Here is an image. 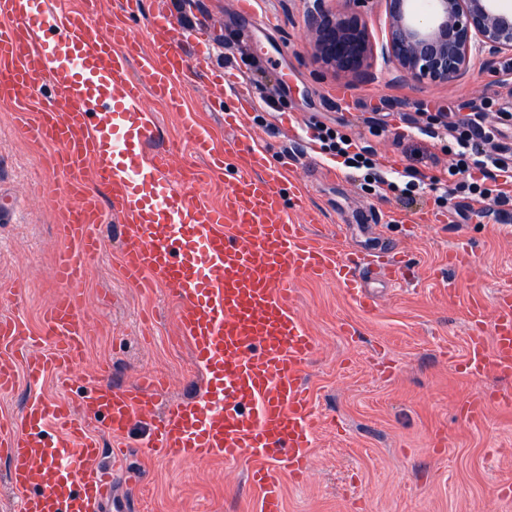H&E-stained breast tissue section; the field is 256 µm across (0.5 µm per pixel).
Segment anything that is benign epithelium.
<instances>
[{
	"label": "benign epithelium",
	"instance_id": "1",
	"mask_svg": "<svg viewBox=\"0 0 512 512\" xmlns=\"http://www.w3.org/2000/svg\"><path fill=\"white\" fill-rule=\"evenodd\" d=\"M386 53L396 71L419 82L446 84L471 67L473 49L512 55V11L499 0H385ZM307 25L312 54L328 71L364 79L372 44L364 18L336 7V0H317Z\"/></svg>",
	"mask_w": 512,
	"mask_h": 512
}]
</instances>
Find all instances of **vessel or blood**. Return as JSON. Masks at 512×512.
<instances>
[{"label":"vessel or blood","mask_w":512,"mask_h":512,"mask_svg":"<svg viewBox=\"0 0 512 512\" xmlns=\"http://www.w3.org/2000/svg\"><path fill=\"white\" fill-rule=\"evenodd\" d=\"M54 7L53 0H0V94L30 102L38 78L49 77L55 97L24 113L25 132L52 146L51 166L67 179L73 205L59 226L55 275L62 287L45 312L38 335L18 318L0 319V390L14 387L17 374L30 385L48 369H69L84 355L78 318V286L87 259L99 254V226L107 215L124 225L122 266L126 275L149 278L179 303L181 331L194 362L206 372V397L159 406L150 378L132 387L105 379L82 400L70 404L37 396L18 418L0 420V455L9 482L20 494L19 512H126L112 492V470L102 466L104 450L89 434V419L102 420L120 437L138 418L150 423L148 445L166 461L206 456L234 463L251 456V477L260 491L258 512H283L277 465L301 472L312 441V405L300 368L312 355L314 339L287 303L297 276L334 271L364 312L376 304L375 280L398 279L403 259L392 251L383 263L363 250L344 251L305 236L284 214L286 170L268 171L265 145L240 135L236 148L250 165L230 186L220 207L195 202L187 193L199 178L186 168L167 176L172 155H147L155 125L142 108L144 92L183 113L182 138L193 152L216 157L209 130L184 102L188 64L169 32L175 19L152 20L153 39L142 47L127 25L139 0H123L112 32H91L92 9ZM139 58L144 76L129 75ZM108 189V200L90 192L86 169ZM494 346L483 335L470 337L471 366L479 372L512 376V296L494 305ZM28 337L24 364H17L15 341Z\"/></svg>","instance_id":"1"}]
</instances>
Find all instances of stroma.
I'll return each mask as SVG.
<instances>
[{
    "mask_svg": "<svg viewBox=\"0 0 512 512\" xmlns=\"http://www.w3.org/2000/svg\"><path fill=\"white\" fill-rule=\"evenodd\" d=\"M141 0L133 21L141 44L160 10L174 14V31L189 61V108L207 126L216 147L248 129L267 147V165L289 160L295 193L287 216L312 239L340 249L367 246L364 225L394 216L385 237L409 259L396 288L377 292L371 312L361 311L334 275L294 280L288 305L316 348L301 369L312 402L313 437L306 473L280 471L283 512H512V406L488 401L482 417L465 418L459 407L495 390L512 391V379L469 372L467 306L512 293V223L470 216L449 223L433 193L408 205L380 198L359 174L316 151L288 157L292 142L317 122L340 121L351 138L370 145L388 171L415 165L423 178L444 176L451 155L427 157L424 141L397 148L393 133L409 114L449 120L481 107L485 97L512 101V56L499 55L485 70L477 51L470 70L455 82L429 85L389 65L383 0H360L376 52L370 75L349 80L326 71L311 55L307 16L314 0H252L242 13L237 0ZM226 72L220 87L212 76ZM252 95L241 109L238 88ZM144 105L157 126L150 151L172 148L183 113L166 110L152 94ZM239 113L236 125L224 122ZM388 131L372 135L369 118ZM48 148L21 130L14 101L0 99V200L9 207L0 221V317L18 316L37 331L61 288L55 277L58 226L70 203L62 176L48 163ZM437 219L421 223L420 212ZM102 253L88 260L79 286V316L87 331L84 355L69 387L49 370L40 386L18 377L0 391V418L18 415L41 395L78 405L99 375L132 386L142 376L162 378L161 402L195 399L205 372L182 336L179 309L165 288L132 280L121 268L123 225L100 227ZM465 253L464 266L449 268V253ZM456 290V306L448 292ZM145 420L133 422L121 443L128 453L115 468L114 488L132 512H257L259 492L248 479L250 459L220 458L173 463L147 448Z\"/></svg>",
    "mask_w": 512,
    "mask_h": 512,
    "instance_id": "obj_1",
    "label": "stroma"
}]
</instances>
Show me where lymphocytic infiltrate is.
Here are the masks:
<instances>
[{
    "mask_svg": "<svg viewBox=\"0 0 512 512\" xmlns=\"http://www.w3.org/2000/svg\"><path fill=\"white\" fill-rule=\"evenodd\" d=\"M404 122L433 145L447 144L453 156L447 179L437 178L426 185L418 179L416 170L408 167L402 171L401 181L396 182L380 169L369 147L357 146L348 135L320 122L315 126V138L323 151L342 158L346 168L363 171L367 184L379 192L397 191L411 199L427 190L443 204L458 197L466 199V209L450 208L448 215L452 218L463 211L504 221L512 217V147L501 141L490 106L438 126L419 123L410 116Z\"/></svg>",
    "mask_w": 512,
    "mask_h": 512,
    "instance_id": "1",
    "label": "lymphocytic infiltrate"
}]
</instances>
